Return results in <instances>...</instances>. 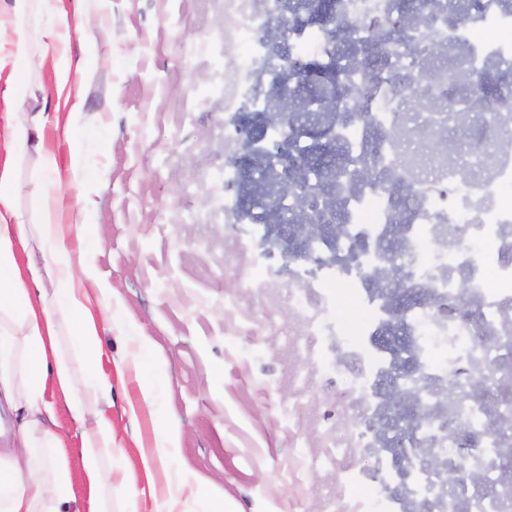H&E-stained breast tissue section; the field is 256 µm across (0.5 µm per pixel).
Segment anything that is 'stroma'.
Segmentation results:
<instances>
[{"label":"stroma","mask_w":512,"mask_h":512,"mask_svg":"<svg viewBox=\"0 0 512 512\" xmlns=\"http://www.w3.org/2000/svg\"><path fill=\"white\" fill-rule=\"evenodd\" d=\"M91 32L97 60L57 89L44 70L25 74L44 86L45 105L25 111L70 121L58 160L78 158L84 188L96 201L85 217L93 271L84 286L99 309L112 286V326L102 330V365L112 374L115 479L140 490L141 512L154 505L145 489L165 491L166 476L142 463L154 447L156 424L173 419L181 436L172 468L182 474L179 512H201L198 490L223 498L230 512H301L288 471L300 451L295 437L311 411L288 405L287 345L277 335L246 334L241 311L277 309L279 332L293 322L286 296L244 288L247 253L235 224L211 216L209 197L223 193L224 114L218 99L201 102L210 51L223 34L219 0H112ZM84 105L70 114L69 96ZM150 348L141 374L116 376V362ZM164 381L153 405L142 382Z\"/></svg>","instance_id":"stroma-1"}]
</instances>
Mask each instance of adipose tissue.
Segmentation results:
<instances>
[{"label":"adipose tissue","instance_id":"1","mask_svg":"<svg viewBox=\"0 0 512 512\" xmlns=\"http://www.w3.org/2000/svg\"><path fill=\"white\" fill-rule=\"evenodd\" d=\"M83 0H58L59 23L47 30L40 49H33L30 20L34 0H6L0 7V27L9 29L13 56L19 66L31 61L48 67L56 85L68 83L72 72L82 71L85 59H73L67 45L72 33L89 32L92 18ZM43 113L23 117L0 135V407L15 417L8 447L0 448V512H112L113 492L126 493L129 512H139L138 496L127 493L125 483L114 482L105 464L114 447L112 378L101 367V319L111 309L95 315L88 306L83 283L73 272L71 238L80 236L86 200L76 194L67 201L62 190L57 154L45 136ZM36 149L46 171L34 183L38 200L36 223H26L15 192V163L29 149ZM73 208L77 220L61 221L64 208ZM37 242L46 256L55 281L46 294L41 275L22 269L19 249ZM68 312L71 343L84 357V392H77L60 354L59 315ZM61 392L73 426L79 428L83 490L75 492L68 462L69 433L58 421L54 392ZM103 405L93 426H86V395Z\"/></svg>","mask_w":512,"mask_h":512}]
</instances>
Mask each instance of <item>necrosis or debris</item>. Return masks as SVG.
Masks as SVG:
<instances>
[{"label": "necrosis or debris", "instance_id": "obj_1", "mask_svg": "<svg viewBox=\"0 0 512 512\" xmlns=\"http://www.w3.org/2000/svg\"><path fill=\"white\" fill-rule=\"evenodd\" d=\"M425 24L409 27L403 42L422 48L456 41L465 63L478 72L493 64L512 69V8L499 0H475L464 23H448V0H435ZM333 16L364 37L398 17L400 0H332ZM293 24L288 55L296 64L329 59L334 49L326 28L289 22L283 0H224V47L245 49L247 64L225 65L216 83L224 102V194L218 208L230 223L247 221L253 245L249 290L288 295L296 327L286 338L295 366L288 378L294 404L321 389L328 412L312 417L299 447L294 482L327 470L335 480L311 487L315 512H512V137L501 123L470 128V144L455 164L440 155L411 152L400 125L413 138L437 140L448 115L466 110L469 95L449 97L457 73L449 66L426 74L421 89L433 104L410 112L398 80L410 59L384 54L392 81L376 85L361 71L344 74L347 94L339 111L368 119L341 129L347 142H366L353 152L350 169L368 175L343 196L345 224L333 238H317L301 257L273 253L256 211H243L235 163L238 117L264 112L257 90L276 53L267 31ZM395 178L414 187L409 219L385 189ZM412 289L416 302L390 304L389 272ZM376 274L377 287L368 276ZM408 390L405 409L428 413V423L386 429L388 396ZM423 448L437 458L400 468L401 449Z\"/></svg>", "mask_w": 512, "mask_h": 512}]
</instances>
